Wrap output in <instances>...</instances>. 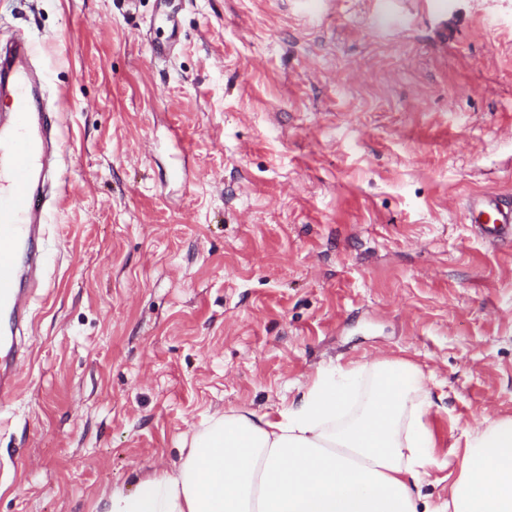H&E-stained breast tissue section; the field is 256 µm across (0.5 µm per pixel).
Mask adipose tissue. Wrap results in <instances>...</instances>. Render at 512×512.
Segmentation results:
<instances>
[{
    "mask_svg": "<svg viewBox=\"0 0 512 512\" xmlns=\"http://www.w3.org/2000/svg\"><path fill=\"white\" fill-rule=\"evenodd\" d=\"M432 403L410 363L319 375L277 414L231 410L186 432L179 466L112 491L103 512H433ZM448 512H512V416L465 434Z\"/></svg>",
    "mask_w": 512,
    "mask_h": 512,
    "instance_id": "1",
    "label": "adipose tissue"
}]
</instances>
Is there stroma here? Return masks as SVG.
<instances>
[{"label": "stroma", "instance_id": "obj_1", "mask_svg": "<svg viewBox=\"0 0 512 512\" xmlns=\"http://www.w3.org/2000/svg\"><path fill=\"white\" fill-rule=\"evenodd\" d=\"M10 33L66 191L0 512H98L215 413L373 359L427 376L447 502L465 432L512 416V247L463 212L512 195V0H0Z\"/></svg>", "mask_w": 512, "mask_h": 512}]
</instances>
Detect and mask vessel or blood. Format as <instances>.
<instances>
[{
	"mask_svg": "<svg viewBox=\"0 0 512 512\" xmlns=\"http://www.w3.org/2000/svg\"><path fill=\"white\" fill-rule=\"evenodd\" d=\"M33 41L13 44L0 53V98L7 99L10 129L0 135V314L8 316L10 332H23L30 310L27 275L18 250L28 247V263H35L34 248L42 226L46 200L37 182L43 165L41 139L52 129L53 118L37 111V92L28 67ZM466 218L496 241L512 238V205L488 195L469 197Z\"/></svg>",
	"mask_w": 512,
	"mask_h": 512,
	"instance_id": "b4317fda",
	"label": "vessel or blood"
}]
</instances>
